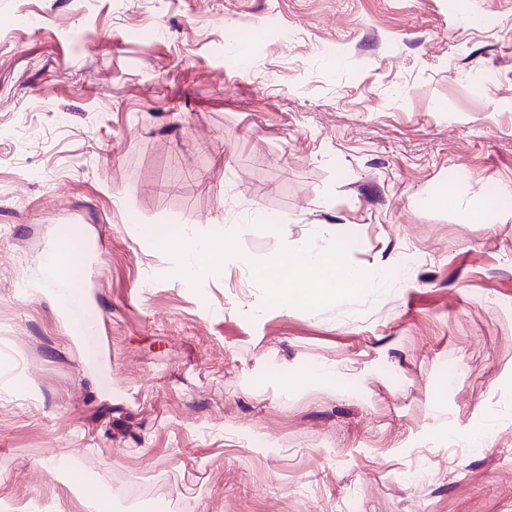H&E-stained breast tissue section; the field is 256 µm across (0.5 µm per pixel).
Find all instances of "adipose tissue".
Returning <instances> with one entry per match:
<instances>
[{"label": "adipose tissue", "instance_id": "adipose-tissue-1", "mask_svg": "<svg viewBox=\"0 0 512 512\" xmlns=\"http://www.w3.org/2000/svg\"><path fill=\"white\" fill-rule=\"evenodd\" d=\"M152 244L159 250L182 253L181 273L186 277L207 269L223 248L220 240L194 239L179 233L155 237ZM254 272L259 278L270 279L272 285H289L284 300L312 305L354 294L370 281L363 269L346 263L341 251L318 254L302 244L294 245L287 257L273 266L260 265Z\"/></svg>", "mask_w": 512, "mask_h": 512}]
</instances>
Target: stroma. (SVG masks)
<instances>
[{
  "label": "stroma",
  "instance_id": "35a3bbf8",
  "mask_svg": "<svg viewBox=\"0 0 512 512\" xmlns=\"http://www.w3.org/2000/svg\"><path fill=\"white\" fill-rule=\"evenodd\" d=\"M507 189L512 0H0V512H512ZM151 243L158 250H177L183 254L181 274L184 277H192L207 269L223 248L222 240L194 239L180 233L157 236ZM76 253L71 241L61 239L52 249L47 264L52 276L61 282L68 283L72 289L84 294V288L81 281L74 279L72 271L74 269L73 255ZM254 272L260 279H268L273 273L270 284L286 302L301 300L312 305L354 294L367 283L373 287L379 284L363 269L347 264L340 246L332 253L318 254L295 244L287 257L272 267L256 266ZM281 284L290 285L289 292L277 287Z\"/></svg>",
  "mask_w": 512,
  "mask_h": 512
}]
</instances>
